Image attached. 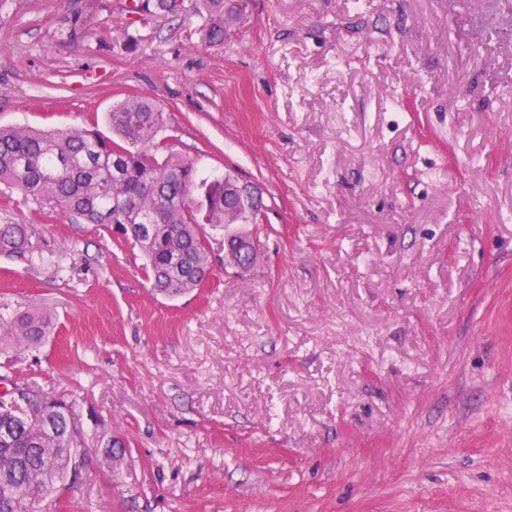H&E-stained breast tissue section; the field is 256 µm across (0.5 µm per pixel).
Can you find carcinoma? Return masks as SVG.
<instances>
[{
	"label": "carcinoma",
	"instance_id": "1",
	"mask_svg": "<svg viewBox=\"0 0 512 512\" xmlns=\"http://www.w3.org/2000/svg\"><path fill=\"white\" fill-rule=\"evenodd\" d=\"M208 38L224 40V0H200ZM167 0H132L128 11L165 12ZM113 137L83 128L44 131L0 127V184L56 204L88 224L142 225L133 241L146 258L153 288L175 298L210 276V244L202 225L224 227V181L203 177L195 162L158 134L163 112L145 95L112 106ZM166 152L158 159V151ZM29 254L24 224H0V255ZM53 329L52 315L33 307L0 317V351L36 349ZM76 401L55 399L15 374L0 375V512H29L63 483L85 454Z\"/></svg>",
	"mask_w": 512,
	"mask_h": 512
}]
</instances>
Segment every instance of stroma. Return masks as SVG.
I'll use <instances>...</instances> for the list:
<instances>
[{"label": "stroma", "instance_id": "stroma-1", "mask_svg": "<svg viewBox=\"0 0 512 512\" xmlns=\"http://www.w3.org/2000/svg\"><path fill=\"white\" fill-rule=\"evenodd\" d=\"M235 2L213 44L200 12L0 0L1 126L107 136L146 95L263 205L251 268L208 230L169 298L119 232L0 184L31 231L0 313L57 323L0 374L76 398L88 443L34 512H512V8Z\"/></svg>", "mask_w": 512, "mask_h": 512}]
</instances>
